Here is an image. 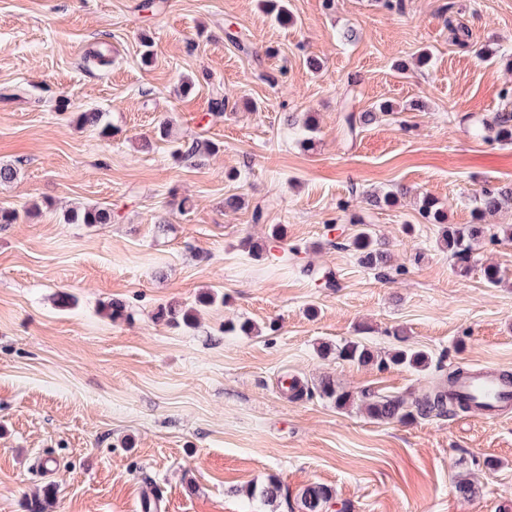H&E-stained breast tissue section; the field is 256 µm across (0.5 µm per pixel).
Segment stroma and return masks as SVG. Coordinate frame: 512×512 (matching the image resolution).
I'll return each instance as SVG.
<instances>
[{
  "mask_svg": "<svg viewBox=\"0 0 512 512\" xmlns=\"http://www.w3.org/2000/svg\"><path fill=\"white\" fill-rule=\"evenodd\" d=\"M140 2L0 0V164L17 170L0 207L18 213L0 227V512H28L47 486L49 512H145L148 501L152 512H293L312 483L345 512H512V410L385 423L316 390L328 376L355 395L407 396L456 366L512 373V238L499 232L512 208L489 218L497 236L464 272L416 210L428 194L467 224L482 189L512 184V145L477 131L512 87V0H403L399 12L290 0L287 26L258 0H161L151 13ZM449 16L494 58L452 44ZM349 29L357 40L343 39ZM99 42L112 49L104 68L85 60ZM186 78L197 89L185 97ZM218 94L232 106L223 115L210 110ZM380 101L392 113L348 135L345 110ZM87 110L111 135L77 124ZM304 112L318 122L309 151L287 123ZM190 136L219 152L177 159ZM398 186L408 193L396 206L363 198ZM230 195L239 210L225 209ZM87 205L111 209V223H67ZM358 221L389 241L390 268L359 264L348 246ZM274 224L335 271V287L244 247ZM209 291L223 303L200 305ZM63 292L76 304L59 307ZM114 300L129 320L106 316ZM171 303L195 309L194 328L154 320ZM244 319L256 335L224 334ZM350 339L432 361L338 359ZM287 377L309 394L290 399ZM459 474L477 482L474 497L458 495ZM273 477L285 498H248Z\"/></svg>",
  "mask_w": 512,
  "mask_h": 512,
  "instance_id": "stroma-1",
  "label": "stroma"
}]
</instances>
